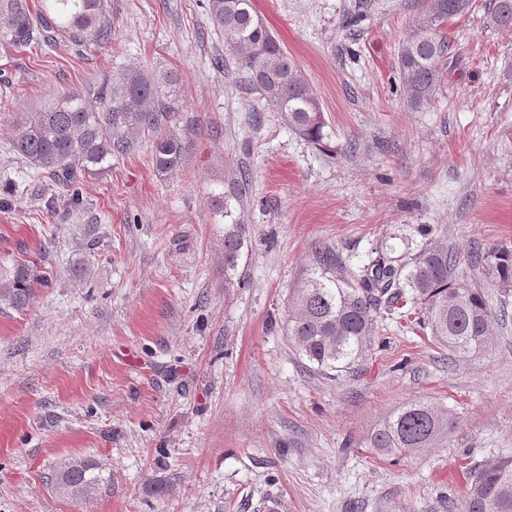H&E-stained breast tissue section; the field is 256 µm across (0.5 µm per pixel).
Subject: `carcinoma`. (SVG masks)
<instances>
[{
  "label": "carcinoma",
  "mask_w": 512,
  "mask_h": 512,
  "mask_svg": "<svg viewBox=\"0 0 512 512\" xmlns=\"http://www.w3.org/2000/svg\"><path fill=\"white\" fill-rule=\"evenodd\" d=\"M471 0H428L412 35L399 49L398 77L410 102L429 101L443 73L448 44L438 27L468 12ZM212 30L235 60L244 82L278 111L307 142L327 146L326 122L317 94L301 76L273 32L255 10L253 0H208ZM493 24L512 28V0H494ZM84 48L112 45V15L107 0H0V53L47 45L56 39ZM171 72L130 67L112 76L95 97L68 92L40 112H26L12 139V150L37 172H46L82 200V180L102 170L112 149L128 139L157 132L153 145L156 168H180L187 142L161 133L170 112L162 90H174ZM248 170L228 178L227 191L215 203L232 216L230 201L243 204L249 192ZM246 241L245 225H224V287L234 285ZM316 272L297 289L288 310V333L300 353L318 369L347 372L371 349L379 325L387 317L417 314L415 324L452 356L466 358L480 351L492 333V310L479 279L458 274V255L448 241L433 239L413 258L401 262L377 251L356 272L333 250H320ZM471 264L485 265L489 277L512 284V250L493 249L475 255ZM42 283L36 265L23 260L0 280V309H27ZM448 412L422 401H408L385 417L368 439L369 447L397 456L432 448L448 437ZM57 492L81 498L104 482L99 465L89 459L63 463L51 476ZM446 512H512V457L481 464L470 473L461 503L448 499Z\"/></svg>",
  "instance_id": "cac0c4a2"
}]
</instances>
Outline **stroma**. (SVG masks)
Segmentation results:
<instances>
[{"label": "stroma", "mask_w": 512, "mask_h": 512, "mask_svg": "<svg viewBox=\"0 0 512 512\" xmlns=\"http://www.w3.org/2000/svg\"><path fill=\"white\" fill-rule=\"evenodd\" d=\"M253 2L320 100L326 149L215 69L207 0H109L111 47L0 55V276L29 260L46 278L26 310H0V512H444L472 468L512 455V286L487 281L492 336L463 360L391 324L355 369L320 371L286 328L321 249L354 268L430 236L464 262L512 249V29L493 0L441 25L440 87L414 108L397 56L426 0ZM131 66L177 74L164 129L188 153L160 172L139 134L72 207L13 152L15 125ZM240 165L246 244L228 288L214 199ZM413 399L447 410V440L369 448ZM70 459L104 483L58 493ZM157 479L166 492L148 494Z\"/></svg>", "instance_id": "stroma-1"}]
</instances>
